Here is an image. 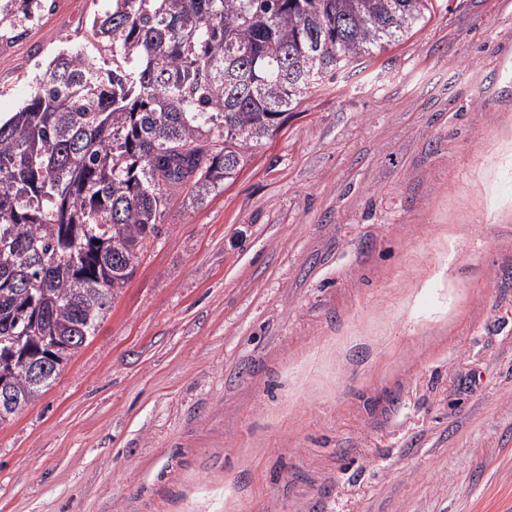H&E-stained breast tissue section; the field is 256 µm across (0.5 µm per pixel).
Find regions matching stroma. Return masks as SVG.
<instances>
[{
  "label": "stroma",
  "instance_id": "stroma-1",
  "mask_svg": "<svg viewBox=\"0 0 512 512\" xmlns=\"http://www.w3.org/2000/svg\"><path fill=\"white\" fill-rule=\"evenodd\" d=\"M101 0L0 49V116ZM512 0H434L201 207L0 425V512H512Z\"/></svg>",
  "mask_w": 512,
  "mask_h": 512
}]
</instances>
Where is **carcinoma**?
I'll return each mask as SVG.
<instances>
[{"mask_svg":"<svg viewBox=\"0 0 512 512\" xmlns=\"http://www.w3.org/2000/svg\"><path fill=\"white\" fill-rule=\"evenodd\" d=\"M108 2L91 23L99 56L59 52L0 121V380L27 404L55 378L30 386L13 349L62 367L161 235L170 198L204 205L292 104L433 11L432 0ZM47 3L0 0V48Z\"/></svg>","mask_w":512,"mask_h":512,"instance_id":"obj_1","label":"carcinoma"}]
</instances>
